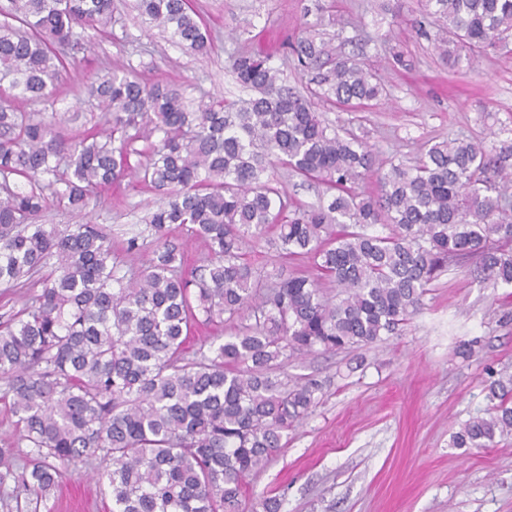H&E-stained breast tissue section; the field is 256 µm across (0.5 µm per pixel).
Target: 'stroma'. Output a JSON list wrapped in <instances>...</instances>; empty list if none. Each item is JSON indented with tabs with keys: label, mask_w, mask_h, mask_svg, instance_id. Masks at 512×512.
Segmentation results:
<instances>
[{
	"label": "stroma",
	"mask_w": 512,
	"mask_h": 512,
	"mask_svg": "<svg viewBox=\"0 0 512 512\" xmlns=\"http://www.w3.org/2000/svg\"><path fill=\"white\" fill-rule=\"evenodd\" d=\"M133 3L113 0L112 38L88 34L74 53L55 104L66 138L104 128V111L77 101L71 88L113 65L179 85L191 102L204 95L232 101L246 95L235 58L260 50L326 123L374 145L386 163L410 165L436 142L486 143L512 128V57L489 49L469 67L449 70L433 40L385 10V0H194L213 39L204 58L144 24ZM305 29L333 56L371 70L384 95L345 109L317 94L312 70L286 47ZM395 49L413 59L411 68L394 66ZM141 177L132 169L86 208L52 205L40 221L61 228L90 221L121 246L136 239L126 261L141 270L155 240L143 218L160 204ZM284 371L319 380L323 394L284 448L246 478L242 512H263L268 497L280 499V512H512V436L491 448L453 445L463 424L485 415L489 384L512 374V289L484 287L474 265L450 266L396 334L354 351L292 358ZM111 508L92 468L81 464L69 467L48 502V512Z\"/></svg>",
	"instance_id": "obj_1"
}]
</instances>
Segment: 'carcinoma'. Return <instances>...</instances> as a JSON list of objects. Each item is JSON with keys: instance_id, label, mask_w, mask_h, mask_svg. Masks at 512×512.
Here are the masks:
<instances>
[{"instance_id": "1", "label": "carcinoma", "mask_w": 512, "mask_h": 512, "mask_svg": "<svg viewBox=\"0 0 512 512\" xmlns=\"http://www.w3.org/2000/svg\"><path fill=\"white\" fill-rule=\"evenodd\" d=\"M142 21L194 57L212 36L191 0H136ZM448 33L435 49L448 68L493 48L512 55V0H424ZM88 29L112 36V0H0V284L36 281L30 305L0 323L3 399L26 442L23 462L0 448V507L44 512L65 465L96 464L112 512H239L242 482L265 467L283 437L320 402L314 378L283 381L290 357L369 346L397 333L452 262L470 261L492 288L512 286V201L482 179L512 182V138L491 148L464 139L431 145L413 165L383 163L358 136L327 125L288 87L270 58L242 54L240 102L185 100L121 66L73 88L111 115L107 134L69 140L56 113L36 119L15 102L54 105V92ZM299 64L329 54L305 30L291 42ZM313 81L344 106L379 99L383 86L339 58ZM165 201L145 218L156 235L148 266L124 270L96 224L60 229L38 218L53 203L82 209L129 168ZM324 184L325 205L287 214L275 169ZM379 177L376 195L357 190ZM381 224L385 234L369 228ZM176 225L202 238L208 260L186 277L168 240ZM274 235L279 254L301 255L317 277L256 268L246 249ZM336 286L328 295L320 280ZM242 316L189 357L192 324ZM490 408L453 437L488 448L512 434V376L497 380Z\"/></svg>"}]
</instances>
